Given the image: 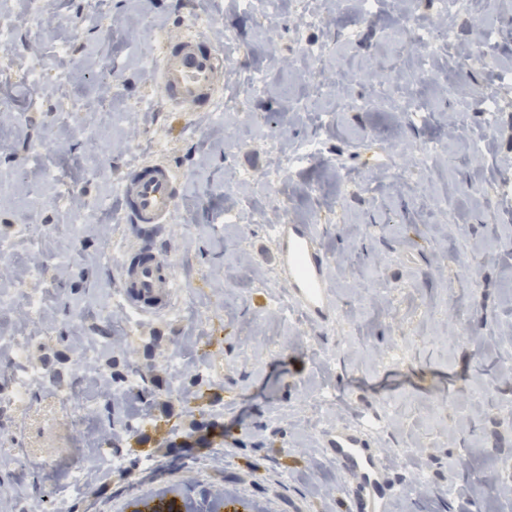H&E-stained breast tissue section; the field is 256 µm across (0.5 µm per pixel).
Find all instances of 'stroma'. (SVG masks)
Listing matches in <instances>:
<instances>
[{
  "label": "stroma",
  "mask_w": 512,
  "mask_h": 512,
  "mask_svg": "<svg viewBox=\"0 0 512 512\" xmlns=\"http://www.w3.org/2000/svg\"><path fill=\"white\" fill-rule=\"evenodd\" d=\"M410 13L437 19L438 0H380L370 16L336 0L322 18L291 0L270 16L246 0H0L17 33L0 52V512H126L169 489L351 512L353 480L323 441L367 410L390 512H512V0L449 17L438 81L400 82L424 112L341 108L329 82L317 111L290 102L305 93L297 34L326 75L360 68L348 93L364 103L385 86L369 69L387 28ZM187 29L223 50L228 83L261 70L264 90L236 112L165 111L145 57ZM485 34L494 59L462 62ZM29 69L38 87L20 80ZM457 87L497 111L458 113ZM313 140L319 153L293 159ZM147 159L178 170L177 204L169 223L127 224L120 178ZM283 204L316 227L329 264L335 307L319 324L268 284ZM136 242L167 258L178 294L169 313L121 319L112 298ZM22 285L44 293L42 317L28 318ZM15 338L65 381L33 386L28 409L5 402ZM135 369L152 380L144 415L117 396ZM71 392L87 406L75 422L59 401ZM212 421L224 434L203 442ZM110 429L124 466L103 445Z\"/></svg>",
  "instance_id": "35a3bbf8"
}]
</instances>
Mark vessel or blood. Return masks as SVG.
<instances>
[{"label":"vessel or blood","mask_w":512,"mask_h":512,"mask_svg":"<svg viewBox=\"0 0 512 512\" xmlns=\"http://www.w3.org/2000/svg\"><path fill=\"white\" fill-rule=\"evenodd\" d=\"M225 59L221 49L195 33L166 42L156 66L161 103L172 112L193 113L212 106L224 90ZM179 178L165 162L149 159L121 180L124 216L133 224L168 223L175 209ZM275 265L289 293L310 320L327 316L331 308L318 236L307 224H276L271 228ZM175 275L171 265L157 257L125 265L121 297L140 314H160L173 305ZM375 418L330 431L325 446L337 467L355 481L352 496L363 512H388L392 483L381 450L373 441Z\"/></svg>","instance_id":"b4317fda"}]
</instances>
